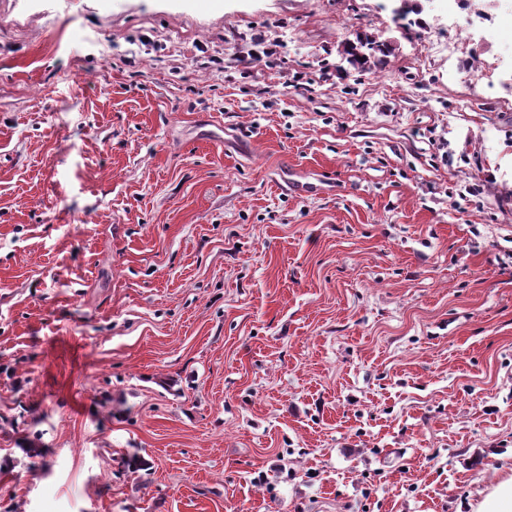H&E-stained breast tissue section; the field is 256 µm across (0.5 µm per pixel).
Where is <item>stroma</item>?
<instances>
[{
    "instance_id": "35a3bbf8",
    "label": "stroma",
    "mask_w": 512,
    "mask_h": 512,
    "mask_svg": "<svg viewBox=\"0 0 512 512\" xmlns=\"http://www.w3.org/2000/svg\"><path fill=\"white\" fill-rule=\"evenodd\" d=\"M421 2L0 0V512H476L512 476V0L453 14L463 71ZM360 33L385 67L341 68ZM279 176L286 184L288 191L294 194H305L312 193L315 191L324 190L322 185L332 186V184L328 182H324L322 178L316 179L313 177L312 172L302 171L298 169L284 167L283 169L278 171ZM309 179L316 180L319 185L316 183L310 182ZM323 180V181H321Z\"/></svg>"
}]
</instances>
